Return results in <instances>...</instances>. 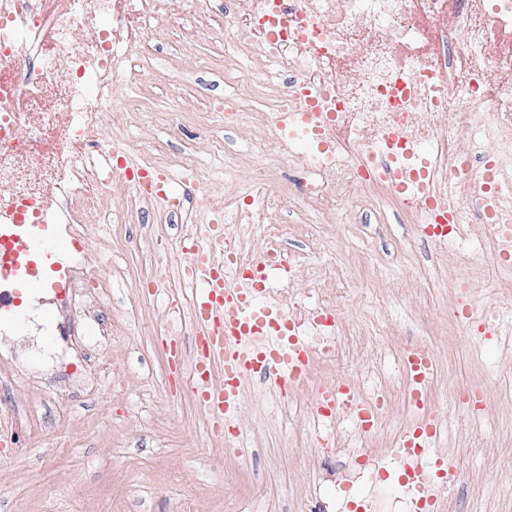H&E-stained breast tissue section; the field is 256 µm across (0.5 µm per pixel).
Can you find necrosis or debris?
Instances as JSON below:
<instances>
[{"instance_id": "4bbe7bcc", "label": "necrosis or debris", "mask_w": 512, "mask_h": 512, "mask_svg": "<svg viewBox=\"0 0 512 512\" xmlns=\"http://www.w3.org/2000/svg\"><path fill=\"white\" fill-rule=\"evenodd\" d=\"M164 6L95 0L96 12L112 18L101 28L87 18L86 0H0V316L16 306L17 273L7 266L15 230L56 224L79 246L84 225L99 214L101 192L162 205L181 239L199 235L186 209L150 182L175 176L191 183L195 153L176 157L127 138L113 140L99 158L70 152L97 143L115 77L140 83L133 56ZM215 11L224 24L207 27L203 15ZM188 30L224 35L223 54L207 68L212 76L231 81L244 64L263 65L257 91L266 106L254 115V144L275 143L280 164L319 210L336 213L358 187L373 185L386 191L397 218L437 245L468 241L498 256L512 248V179L497 176L489 209L477 204L486 163L504 167L512 154V0H208ZM63 67L69 78L61 83ZM310 94L320 114L308 120L301 104ZM462 136L468 149L457 146ZM136 152L141 163L122 171L113 165ZM267 183V168L257 163L252 192L224 203V223L270 240L253 256L234 240L218 245L219 256H233L243 270L268 261L292 269L305 260L274 231L282 199ZM474 224L482 227L476 241ZM62 272L68 291L53 299L62 308L71 295L106 286L82 258ZM277 300L309 332L313 357L334 360L344 338L331 289H317L299 306L282 287ZM97 324L101 341L93 345L65 322L54 348L36 340L17 348L0 336V363L15 374L34 357L52 379L64 365H90L104 342L125 331L120 321L101 317Z\"/></svg>"}]
</instances>
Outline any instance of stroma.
Wrapping results in <instances>:
<instances>
[{
	"instance_id": "stroma-1",
	"label": "stroma",
	"mask_w": 512,
	"mask_h": 512,
	"mask_svg": "<svg viewBox=\"0 0 512 512\" xmlns=\"http://www.w3.org/2000/svg\"><path fill=\"white\" fill-rule=\"evenodd\" d=\"M194 7L193 0H169L150 24L149 36H161L167 50L165 60L144 66L154 122L143 121L137 88L119 79L101 135L106 141L130 136L171 152L194 148L199 185L220 209L225 195L246 193L256 159L241 154L227 173L211 162L206 143L224 133L246 146L253 114L244 111L227 130L207 115L208 99L233 91L247 96L265 70L249 67L237 84L206 76L200 60L211 41L187 38L181 28ZM261 159L270 190L283 197L279 228L287 248L313 261L292 273L296 299L307 301L325 277L345 283L338 309L350 338L339 358L312 360L309 382L284 400L266 376H251L238 422L246 452L221 451L206 410L185 385L194 326L176 338L184 365L173 371L163 358L168 297L185 290L179 248L157 242L166 213L128 195L102 194L103 214L126 221L87 225L84 253L113 285L103 316L124 319L126 333L109 346L112 369L101 374L97 391L74 393L63 382L49 392L34 364L14 384L8 405L34 423L10 428L0 419V512H237L244 500L251 512H353L371 491L384 505L400 506L411 493L399 481L389 447L409 420L405 393L394 392L372 438L384 473L372 483L348 478L360 449L322 459L308 414L324 378L346 379L359 389L380 377L394 381L396 358L410 348L433 357L432 411L448 423L437 446L450 476L436 479L432 512H512V339L483 329L481 321L487 309L512 315V259L433 245L411 224L364 227L360 205H385L374 188L358 189L339 214L320 213L289 182L274 146ZM150 280L162 284L165 295H149ZM64 286L48 275L39 288L18 290L14 318L0 324V334L25 340V311Z\"/></svg>"
}]
</instances>
